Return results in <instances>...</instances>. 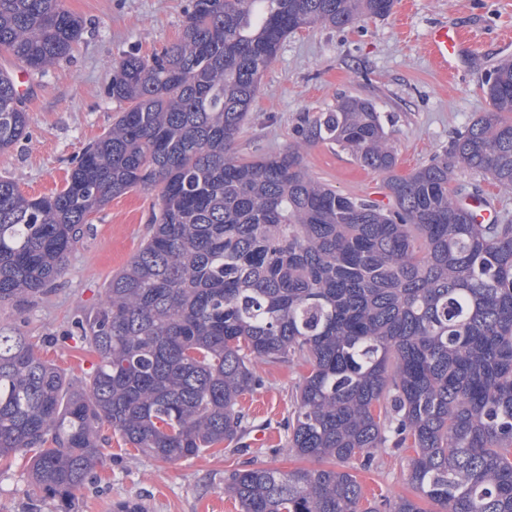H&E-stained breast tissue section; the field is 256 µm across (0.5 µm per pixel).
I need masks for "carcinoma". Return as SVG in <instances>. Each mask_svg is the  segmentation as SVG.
Segmentation results:
<instances>
[{
	"label": "carcinoma",
	"instance_id": "obj_1",
	"mask_svg": "<svg viewBox=\"0 0 512 512\" xmlns=\"http://www.w3.org/2000/svg\"><path fill=\"white\" fill-rule=\"evenodd\" d=\"M394 0H188L179 38L113 65L124 108L30 198L0 178V306L47 294L112 197L160 188L137 253L74 324L97 363L67 379L0 325V461L35 451L33 485L75 512L112 427L166 463L239 443L258 361L304 368L288 470L224 476L242 512H512V224H480L450 188L464 168L512 190V60L445 154L395 173L380 113L348 98L305 117L299 143L334 144L388 175V210L313 179L294 146L253 161L233 145L288 34L390 15ZM83 31L63 0H0V52L44 74ZM28 115L0 70V150ZM411 449V495L364 508L357 477L323 463ZM317 466L312 467L310 463Z\"/></svg>",
	"mask_w": 512,
	"mask_h": 512
}]
</instances>
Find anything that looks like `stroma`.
Here are the masks:
<instances>
[{"instance_id":"35a3bbf8","label":"stroma","mask_w":512,"mask_h":512,"mask_svg":"<svg viewBox=\"0 0 512 512\" xmlns=\"http://www.w3.org/2000/svg\"><path fill=\"white\" fill-rule=\"evenodd\" d=\"M188 0H65L83 20L71 56L43 74L31 75L26 100L27 136L0 151V177L18 183L29 197L60 190L71 162L112 124L119 109L107 94L112 63L135 52L148 57L174 41ZM448 22L468 31L474 46L452 76L442 75L424 51L429 32ZM512 59V0H397L386 18L365 19L339 30L321 25L288 35L261 73L258 91L233 145L237 159L282 152L296 144L295 128L308 114L324 112L345 96L372 101L389 134L397 171L405 175L443 154L487 103L483 77ZM309 174L336 191L393 205L382 173L361 167L350 152L316 143L301 146ZM451 187L458 199L492 192L498 223H512V191L466 170ZM158 190L112 197L93 213L84 235L51 292L0 307V324L28 336L40 355L69 379L87 376L94 356L71 338L74 323L97 309L106 287L138 251L151 228ZM260 389L242 396L247 417L245 450L211 449L173 464L125 445L102 426L104 467L76 494L78 512H112L118 500L146 503L149 512H241L224 492V476L252 464L282 470L297 461L285 450L286 422L293 411L302 369L296 361L256 363ZM263 442H256V435ZM410 452H377L372 471L361 458L346 463L363 485L367 502L407 494ZM28 458L0 463V512H57V503L32 486Z\"/></svg>"}]
</instances>
